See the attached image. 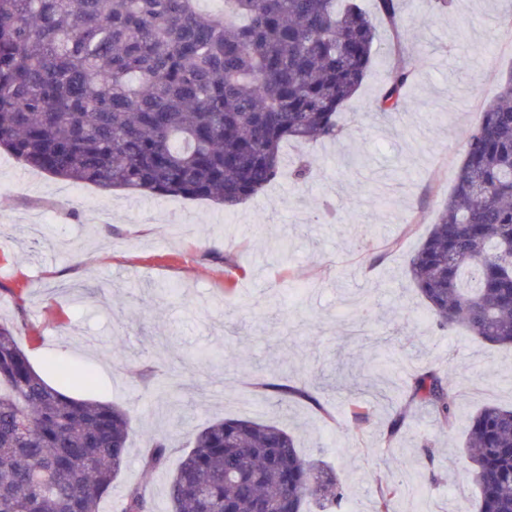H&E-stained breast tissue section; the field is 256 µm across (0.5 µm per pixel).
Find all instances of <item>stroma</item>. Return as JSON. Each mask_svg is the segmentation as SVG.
Returning <instances> with one entry per match:
<instances>
[{
    "label": "stroma",
    "instance_id": "stroma-1",
    "mask_svg": "<svg viewBox=\"0 0 512 512\" xmlns=\"http://www.w3.org/2000/svg\"><path fill=\"white\" fill-rule=\"evenodd\" d=\"M401 48L381 47L339 116L346 138L289 142L285 173L226 212L208 201L75 186L0 150V319L21 329L38 371L77 369L72 395L126 409V462L102 502L129 487L171 512L168 485L196 428L224 418L277 423L302 455L335 470L348 512H373L380 484L417 476L397 512H475L466 450L481 407H512V348L442 333L407 272L454 186L467 133L512 74L503 0H405ZM414 67L399 112L377 99L393 66ZM301 156L305 182L288 168ZM357 158L348 167V158ZM458 382L445 426L412 401V375ZM304 389L289 409L269 384ZM371 412L357 420L352 400ZM406 426L388 440L387 425ZM165 465L142 464L148 436Z\"/></svg>",
    "mask_w": 512,
    "mask_h": 512
}]
</instances>
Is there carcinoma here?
<instances>
[{
    "instance_id": "obj_1",
    "label": "carcinoma",
    "mask_w": 512,
    "mask_h": 512,
    "mask_svg": "<svg viewBox=\"0 0 512 512\" xmlns=\"http://www.w3.org/2000/svg\"><path fill=\"white\" fill-rule=\"evenodd\" d=\"M0 0V149L102 192L210 201L230 212L274 181L282 145L337 140L336 114L377 53L355 0ZM403 0H375L400 41ZM400 65L379 110L404 103ZM512 75L469 130L455 186L409 262L441 332L465 328L512 348ZM409 396L452 424L458 392L434 368ZM134 430L122 408L66 395L31 365L0 320V512H100ZM466 447L476 512H512V408L487 405ZM166 462L154 439L145 464ZM399 484L374 512H394ZM168 495L172 512H347L342 483L303 458L275 423L222 419L195 432ZM120 512H154L132 487Z\"/></svg>"
}]
</instances>
